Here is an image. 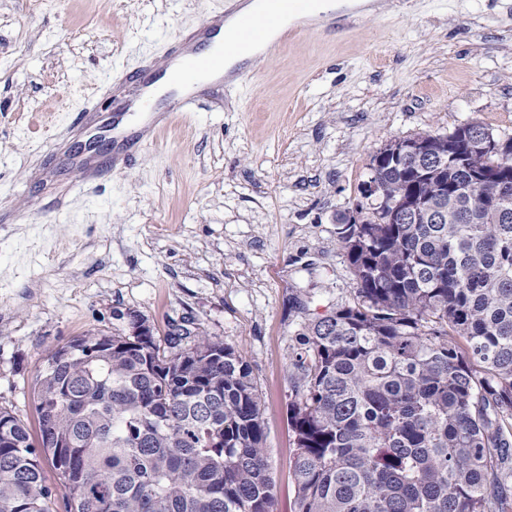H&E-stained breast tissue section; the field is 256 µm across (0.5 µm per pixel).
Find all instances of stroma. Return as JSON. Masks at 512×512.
Masks as SVG:
<instances>
[{"mask_svg": "<svg viewBox=\"0 0 512 512\" xmlns=\"http://www.w3.org/2000/svg\"><path fill=\"white\" fill-rule=\"evenodd\" d=\"M411 2L288 42L83 182L67 150L88 99L107 108L101 86L219 0H0V404L36 427L52 349L131 311L160 342L195 319L250 362L277 512H296L290 359L302 321L352 300L336 221L372 157L466 122L512 137V0Z\"/></svg>", "mask_w": 512, "mask_h": 512, "instance_id": "stroma-1", "label": "stroma"}]
</instances>
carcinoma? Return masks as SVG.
<instances>
[{"mask_svg":"<svg viewBox=\"0 0 512 512\" xmlns=\"http://www.w3.org/2000/svg\"><path fill=\"white\" fill-rule=\"evenodd\" d=\"M487 133L371 159L380 201L338 228L353 303L291 359L296 512H512V177L477 180ZM34 404L35 438L0 407V512H275L251 364L190 320L53 349Z\"/></svg>","mask_w":512,"mask_h":512,"instance_id":"obj_1","label":"carcinoma"}]
</instances>
